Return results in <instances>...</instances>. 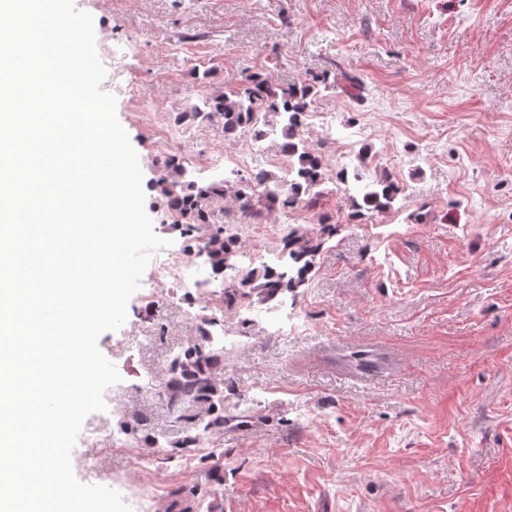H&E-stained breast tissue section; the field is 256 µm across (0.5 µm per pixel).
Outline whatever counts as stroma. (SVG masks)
<instances>
[{
    "label": "stroma",
    "mask_w": 512,
    "mask_h": 512,
    "mask_svg": "<svg viewBox=\"0 0 512 512\" xmlns=\"http://www.w3.org/2000/svg\"><path fill=\"white\" fill-rule=\"evenodd\" d=\"M76 5L94 17L102 88L172 261L194 257L198 235L168 222L153 188L169 162L194 178L224 156L240 158V179L276 167L277 140L230 139L195 114L250 74L284 88L360 77L358 95L338 83L314 98L307 144L329 172L387 174L403 193L358 220L343 190L264 211L259 239L238 221L239 246L273 253L288 226H336L308 282L267 304L246 294L217 314L210 293L143 276L125 324L98 338L122 376L105 401L124 409L85 419L97 438L77 440L75 477L125 483L149 512H512V0ZM160 127L179 131L173 149L156 143ZM272 309L302 330L267 335ZM203 314L246 342L218 369L223 428L187 448L206 407L173 406L167 363ZM148 376L157 388L145 392ZM119 433L138 455L112 450Z\"/></svg>",
    "instance_id": "stroma-1"
}]
</instances>
